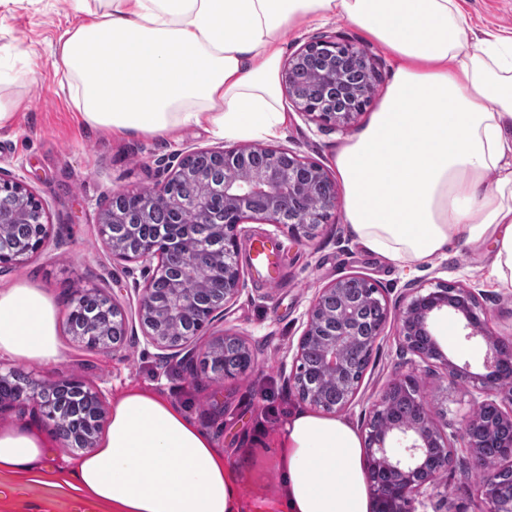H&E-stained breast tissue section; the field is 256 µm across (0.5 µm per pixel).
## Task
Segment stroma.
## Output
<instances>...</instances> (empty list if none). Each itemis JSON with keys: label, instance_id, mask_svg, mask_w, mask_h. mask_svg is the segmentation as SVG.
I'll return each instance as SVG.
<instances>
[{"label": "stroma", "instance_id": "obj_1", "mask_svg": "<svg viewBox=\"0 0 512 512\" xmlns=\"http://www.w3.org/2000/svg\"><path fill=\"white\" fill-rule=\"evenodd\" d=\"M0 60L10 61L14 38L23 39L28 64L37 72L32 84H6L0 93L16 101L18 119L0 130V173L25 183L47 210L50 237L37 254L16 267L0 271V284L18 280L43 288L54 299L59 317H67L77 291L114 292L127 319L123 347L114 352L90 351L67 329H60L62 361L40 365L0 358V375H15L52 385L76 378L99 391L104 402L131 383L157 392L182 408L209 432L224 457L240 475L244 493L277 481L274 460L254 442L272 436L301 403L286 379L295 368L298 339L315 293L338 277L361 274L382 287L390 305H397L406 285L420 282L435 287L445 281L474 289L488 314V331L512 336V292L492 288L476 267L471 249L457 244L447 256L407 273L385 257L361 247L349 234L342 210H335L309 241H297L287 228L248 222L239 240V262L245 288L223 314L199 336L194 358H201L213 337L226 333L247 343L255 357L254 369L244 376L216 379L191 374L184 355L166 356L146 343L139 319L141 285L153 265L113 259L100 232L101 212L117 191L140 192L160 184L167 165L177 163L190 150L228 148L231 140L201 129L183 130L178 139L161 137L112 138L86 126L69 96L61 66L58 41L81 18L69 0H0ZM326 32L343 33L373 54L383 80H390L392 62L378 45L347 20L333 18L302 31L284 35L289 52ZM343 135L290 112L286 133L270 140L273 148L285 147L306 160L331 167ZM269 238L280 247V281L265 287L253 267L248 248L254 239ZM386 338L374 351L359 393L343 413L357 429H364L379 391L398 375L406 374V356L388 325ZM434 335L457 364H469L484 373L485 344L465 341L463 321L455 313L439 315ZM447 498L426 504L427 512H489L479 482L472 475L466 455H458L446 474ZM68 490L49 493L32 480L0 479V512H77Z\"/></svg>", "mask_w": 512, "mask_h": 512}]
</instances>
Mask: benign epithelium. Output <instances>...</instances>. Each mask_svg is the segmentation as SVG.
Wrapping results in <instances>:
<instances>
[{"label": "benign epithelium", "instance_id": "obj_1", "mask_svg": "<svg viewBox=\"0 0 512 512\" xmlns=\"http://www.w3.org/2000/svg\"><path fill=\"white\" fill-rule=\"evenodd\" d=\"M315 55L321 62V89L316 95L305 96L293 87L292 75ZM380 80V72L369 53L336 32L305 43L281 73L282 88L297 112L342 133L369 103ZM192 155L224 166V180L214 179L205 164L190 169L185 160H180L155 196L171 213L168 233L141 238L140 221L132 218V211L113 207L104 212L100 224V234L112 258L158 259L142 288L139 318L146 340L167 350L179 351L192 345L214 321L216 309L226 307L242 292L238 241L244 221L286 226L293 237L308 239L338 205V189L327 171L285 148L200 149ZM186 176L196 182L194 194L177 196L167 192L169 183ZM5 190L22 204L20 217L31 226L32 233L23 247L12 251L0 249V268L40 252L49 229L44 203L23 182L0 177V192ZM215 206L224 208L223 225L208 224L210 209ZM187 212L198 215L197 223H181ZM199 256L205 257L207 263H198ZM187 265L194 267L200 284L193 291L181 287L182 271ZM91 301L104 310L103 317L87 324L76 339L91 350L119 349L124 319L112 294L100 290L77 293L67 323H72ZM449 309L465 320L466 339L480 337L485 341L486 373H473L468 366L448 360L441 351L432 324L437 315ZM185 319L191 320L192 332L187 336L172 335L170 330ZM392 319L396 320L400 347L410 355V373L389 380L372 405L366 423L365 473L375 512H417L416 505L425 504L435 491L445 487L440 474L455 460L456 448H463L475 464L486 447L478 441L476 430L492 433L490 419L512 424V342L487 334L480 306L470 288L439 283L425 292L422 286L410 284L398 310L393 312L382 289L371 278L348 275L320 289L307 310L295 354L297 368L288 379L297 397L326 414H339L348 408L358 394L364 374L363 368L351 364L352 353L369 359ZM229 341L239 348L243 360L232 371L214 372L218 378L254 369L255 359L249 346L233 335L210 343L205 366H210V360L223 352ZM312 346L320 351L319 374L331 381L336 392L333 399L312 383L305 367ZM437 367L444 369L448 382L439 387L441 399L448 400V391L463 386L482 395V400L474 401L458 425L448 422L447 412L432 413L425 407L424 397L413 379V374L431 373ZM74 393L86 396L90 403L88 422L77 435H65L59 425L56 429L71 445L92 447L102 417L98 393L76 380L60 381L48 390L32 380L7 384L5 377H0L1 404L8 402L20 408L36 405L54 422L58 421L57 413L68 410L67 399ZM400 399L420 407L418 420L391 416ZM480 492L492 505L491 512H512V487L506 491L496 479L490 478L481 484Z\"/></svg>", "mask_w": 512, "mask_h": 512}]
</instances>
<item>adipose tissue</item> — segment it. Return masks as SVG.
Returning a JSON list of instances; mask_svg holds the SVG:
<instances>
[{"instance_id":"adipose-tissue-1","label":"adipose tissue","mask_w":512,"mask_h":512,"mask_svg":"<svg viewBox=\"0 0 512 512\" xmlns=\"http://www.w3.org/2000/svg\"><path fill=\"white\" fill-rule=\"evenodd\" d=\"M86 22L59 39L83 121L117 135L185 127L238 140L279 136L283 34L342 17L385 48L392 79L366 126L333 156L351 234L400 266L463 241L488 249L512 288V34L474 31L460 0H71ZM63 356L41 288H0V357ZM280 488L244 499L212 436L164 396L114 395L96 448L56 465L37 426H0V476L68 487L98 512H372L364 441L313 408L273 440Z\"/></svg>"}]
</instances>
